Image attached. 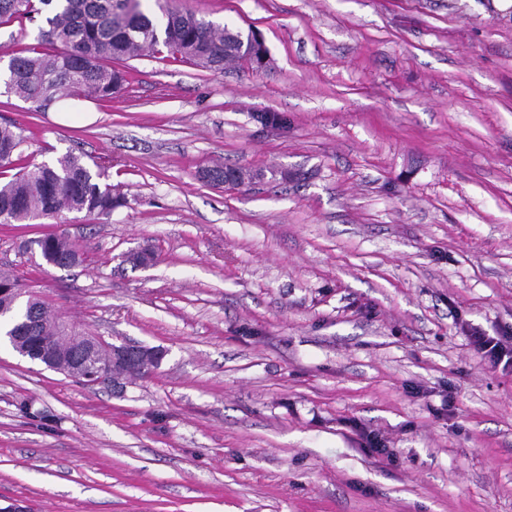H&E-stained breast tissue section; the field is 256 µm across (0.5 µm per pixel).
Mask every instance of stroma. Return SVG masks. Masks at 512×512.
Segmentation results:
<instances>
[{"instance_id":"obj_1","label":"stroma","mask_w":512,"mask_h":512,"mask_svg":"<svg viewBox=\"0 0 512 512\" xmlns=\"http://www.w3.org/2000/svg\"><path fill=\"white\" fill-rule=\"evenodd\" d=\"M173 3L258 33L266 69L130 59L69 125L0 84L23 159H95L125 199L0 224V271L165 353L86 385L0 342V512H512V367L469 339L512 333V7ZM214 163L265 177L215 186ZM50 232L82 263L46 264ZM354 428L360 438L362 448H364L371 456L376 455L386 458L393 456L392 450L386 448V445L373 431H368L358 424H355Z\"/></svg>"}]
</instances>
